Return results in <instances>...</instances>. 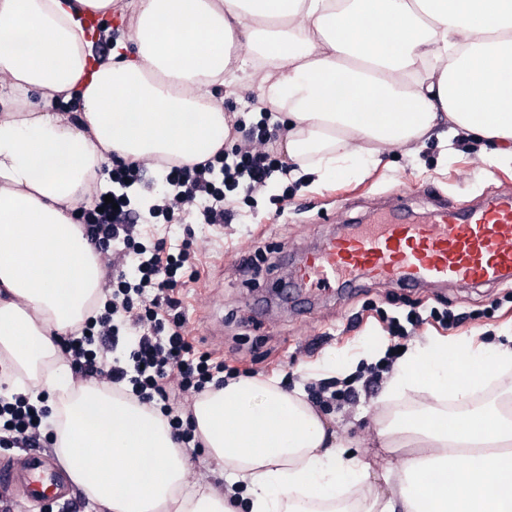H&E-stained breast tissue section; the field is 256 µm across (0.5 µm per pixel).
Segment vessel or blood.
I'll use <instances>...</instances> for the list:
<instances>
[{
    "instance_id": "b4317fda",
    "label": "vessel or blood",
    "mask_w": 512,
    "mask_h": 512,
    "mask_svg": "<svg viewBox=\"0 0 512 512\" xmlns=\"http://www.w3.org/2000/svg\"><path fill=\"white\" fill-rule=\"evenodd\" d=\"M346 275L397 286L512 283V194L464 211L441 203L421 223L379 214L356 234L327 239L298 270L301 283L323 289ZM80 500V492L40 449L0 456L1 502H53L66 508Z\"/></svg>"
}]
</instances>
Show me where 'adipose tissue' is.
<instances>
[{
  "label": "adipose tissue",
  "instance_id": "adipose-tissue-1",
  "mask_svg": "<svg viewBox=\"0 0 512 512\" xmlns=\"http://www.w3.org/2000/svg\"><path fill=\"white\" fill-rule=\"evenodd\" d=\"M115 0H0V365L38 379L53 447L100 512H512V396L477 400L512 368L468 341L403 360L387 395L431 401L378 433L382 469L275 383L231 381L193 407L224 488L186 491L188 459L163 418L74 381L61 337L104 278L77 221L113 157L201 162L224 145L213 87L260 64L289 161L328 171L361 141L404 146L439 118L450 137L512 156V0H130L132 23L90 67L85 14ZM82 103L75 120L54 98ZM462 370L463 382L448 378Z\"/></svg>",
  "mask_w": 512,
  "mask_h": 512
}]
</instances>
